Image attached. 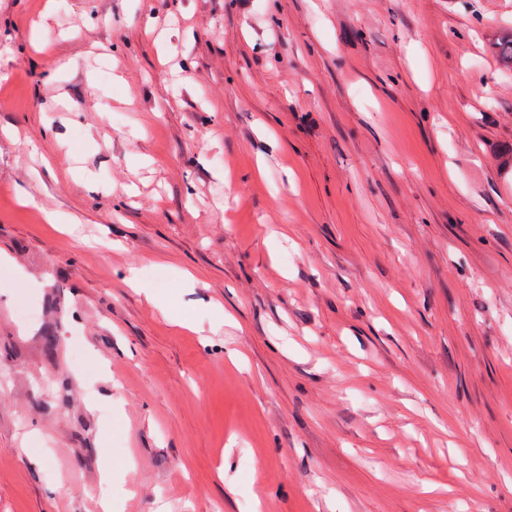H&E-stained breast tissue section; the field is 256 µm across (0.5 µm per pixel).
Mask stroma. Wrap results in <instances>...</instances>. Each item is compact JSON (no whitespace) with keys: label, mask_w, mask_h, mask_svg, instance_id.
Instances as JSON below:
<instances>
[{"label":"stroma","mask_w":512,"mask_h":512,"mask_svg":"<svg viewBox=\"0 0 512 512\" xmlns=\"http://www.w3.org/2000/svg\"><path fill=\"white\" fill-rule=\"evenodd\" d=\"M511 29L0 0V512H512Z\"/></svg>","instance_id":"35a3bbf8"}]
</instances>
